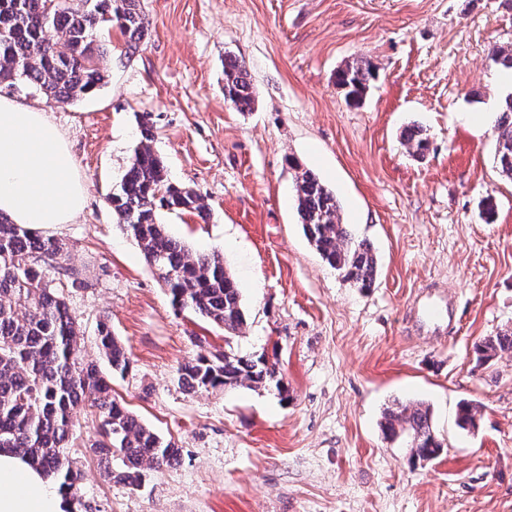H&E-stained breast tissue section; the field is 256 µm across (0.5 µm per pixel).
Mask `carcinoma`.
I'll use <instances>...</instances> for the list:
<instances>
[{
  "instance_id": "1",
  "label": "carcinoma",
  "mask_w": 512,
  "mask_h": 512,
  "mask_svg": "<svg viewBox=\"0 0 512 512\" xmlns=\"http://www.w3.org/2000/svg\"><path fill=\"white\" fill-rule=\"evenodd\" d=\"M117 26L125 37V54L135 53L148 32L141 0H0V87L23 85L49 103H69L98 90L112 61L111 41L99 37ZM376 72L367 62H352L336 75L346 98L365 95ZM224 99L244 112L253 103L245 65L227 57ZM496 163L512 179V96L495 123ZM142 140L129 168L109 197L112 211L139 246L146 262L166 289L172 308L189 310L237 332L245 323L240 290L219 253L189 252L169 236L157 208L195 211L204 216L194 191L169 182L162 159L151 148L154 134L141 123ZM404 141L422 159L429 141L423 129L405 130ZM298 213L310 243L332 268L359 287L374 285L376 256L370 245L355 240L340 222L335 194L314 173L296 175ZM65 244L44 237L0 215V449L29 459L72 494L79 469L69 458L73 419L85 409L101 419L102 439L88 452L109 478L139 488L150 471L172 466L180 449L141 423L112 398V387L98 364L79 349L80 328L54 284H82L80 272L62 264ZM100 355L111 372L124 374L129 361L109 325L98 324ZM512 352V331L488 336L476 346V364L485 366L499 353ZM178 381L190 389L265 388L281 382L276 364L264 355H199L177 368ZM480 406L464 401L458 425H476ZM383 428L391 438L416 440L428 456L442 449L431 429L430 412L422 404L389 409ZM120 457L123 468L112 470Z\"/></svg>"
}]
</instances>
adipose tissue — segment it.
Instances as JSON below:
<instances>
[{
    "instance_id": "adipose-tissue-1",
    "label": "adipose tissue",
    "mask_w": 512,
    "mask_h": 512,
    "mask_svg": "<svg viewBox=\"0 0 512 512\" xmlns=\"http://www.w3.org/2000/svg\"><path fill=\"white\" fill-rule=\"evenodd\" d=\"M86 185L46 113L0 97V213L42 230L73 223ZM67 503L27 460L0 451V512H66Z\"/></svg>"
}]
</instances>
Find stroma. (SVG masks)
Listing matches in <instances>:
<instances>
[{
    "label": "stroma",
    "mask_w": 512,
    "mask_h": 512,
    "mask_svg": "<svg viewBox=\"0 0 512 512\" xmlns=\"http://www.w3.org/2000/svg\"><path fill=\"white\" fill-rule=\"evenodd\" d=\"M148 34L134 56L113 30L108 77L71 104L28 90L47 112L87 186L74 223L46 229L86 284L65 287L88 358L108 322L130 366L112 395L181 450L134 489L102 474L85 449L98 415L74 419L71 454L95 512H512V353L476 367L474 345L512 328V179L495 160L490 122L512 85L490 65L512 46L502 0H141ZM242 61L253 104L224 99V61ZM368 61L376 79L346 100L336 73ZM173 182L208 211L160 210L170 235L223 255L242 293L239 333L174 312L108 196L139 143L141 119ZM429 140L416 159L410 126ZM340 204L378 267L361 289L307 240L296 167ZM494 216H486L485 199ZM457 303L437 336L410 314L425 290ZM266 354L276 391L182 387L177 367L200 354ZM480 405L476 428L456 421ZM428 406L441 454L414 461L386 438L384 412Z\"/></svg>",
    "instance_id": "35a3bbf8"
}]
</instances>
